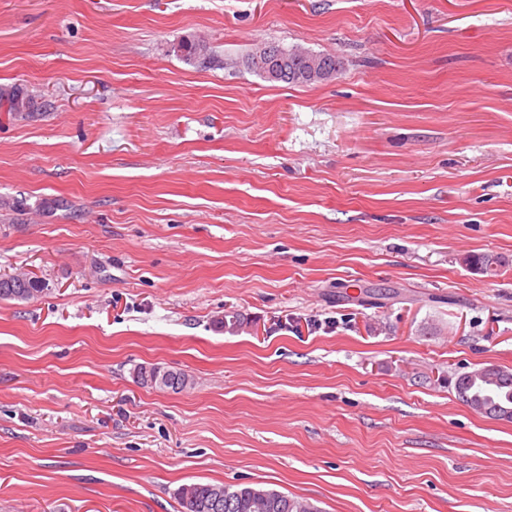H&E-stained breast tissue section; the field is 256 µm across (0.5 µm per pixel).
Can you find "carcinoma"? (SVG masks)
Here are the masks:
<instances>
[{
  "instance_id": "carcinoma-1",
  "label": "carcinoma",
  "mask_w": 512,
  "mask_h": 512,
  "mask_svg": "<svg viewBox=\"0 0 512 512\" xmlns=\"http://www.w3.org/2000/svg\"><path fill=\"white\" fill-rule=\"evenodd\" d=\"M286 53L290 69L305 70L310 62L321 60L342 71V62L334 55L312 52L299 55L292 48ZM0 108L14 120L30 116L25 111L24 98L19 95L0 97ZM42 292V281L33 277L0 276V300L24 302ZM185 380L187 375L183 372L165 371L156 387L177 391L184 387ZM456 391L474 410L497 419H512V373L494 367L474 370L458 378ZM178 496L184 512H321L308 500L253 486L191 483L182 486Z\"/></svg>"
}]
</instances>
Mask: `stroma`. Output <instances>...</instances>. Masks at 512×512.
<instances>
[{
  "instance_id": "1",
  "label": "stroma",
  "mask_w": 512,
  "mask_h": 512,
  "mask_svg": "<svg viewBox=\"0 0 512 512\" xmlns=\"http://www.w3.org/2000/svg\"><path fill=\"white\" fill-rule=\"evenodd\" d=\"M15 87L0 275L47 289L0 300V512H512V419L455 388L512 372V0H0ZM265 45H275L282 50H284L286 53H288V62L286 60V56L283 55L281 52L277 51L274 48H271L269 46L262 45L260 47V51L258 52V56L262 57V66H263V73L266 77H268L269 80L272 81H278L282 83H286L289 85H297V86H311V85H317L318 83L322 82H308L306 79L311 80H323V79H330L332 77V72L329 70H321L318 72H311L307 73L305 71L302 72V75L299 74H293L291 72H288V69H295V70H305L309 68V62H312L314 60H323V63L326 65L331 66L334 70H337L338 72H341L342 62L340 59L334 55L330 54H324V53H318L314 54L313 52L308 51L306 55H299L294 53V49L298 47H291L290 49H285L278 44L275 43H264ZM288 64V65H287ZM288 66V69H287ZM288 78H303L305 80H283ZM178 496L184 512H321L308 500L253 486L191 483Z\"/></svg>"
}]
</instances>
